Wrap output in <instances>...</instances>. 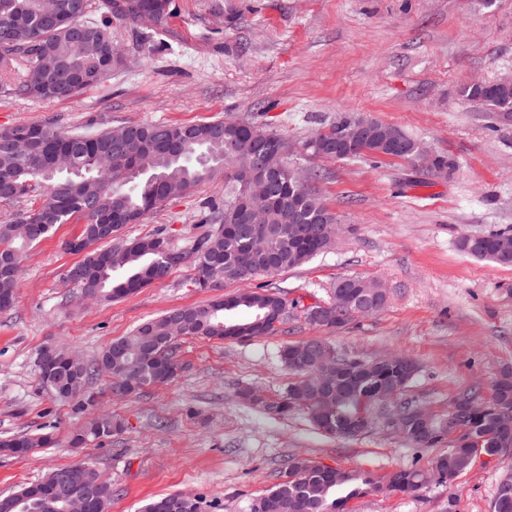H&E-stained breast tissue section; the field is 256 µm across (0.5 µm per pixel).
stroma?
Segmentation results:
<instances>
[{
    "label": "stroma",
    "instance_id": "1",
    "mask_svg": "<svg viewBox=\"0 0 512 512\" xmlns=\"http://www.w3.org/2000/svg\"><path fill=\"white\" fill-rule=\"evenodd\" d=\"M112 41L121 64L76 98L38 101L0 87V128L262 126L290 145L289 166L335 214L336 243L271 280L225 283L227 295L267 282L280 287L288 312L274 335L183 337L173 383L118 397L100 376L87 387L96 407L82 411L40 388L35 361L43 346L92 360L140 323L211 295L196 288L187 263L121 300L83 301L63 278L79 260L63 243L83 223L59 225L29 250L15 304L0 311V440L50 431L58 444L25 457L0 454V496L83 462L111 482L108 512H139L175 491L216 512H253L292 456L378 473L428 467L432 451L411 448L381 424L354 440L330 438L303 413L274 417L238 392L282 398L293 380L282 347L317 337L362 358L412 357L420 372L409 395L438 412L474 382L487 388L512 370V267L458 247L461 236L512 228V120L461 94L470 81L512 74V0H173L151 42L122 24L113 25ZM342 116L394 126L446 157L448 167L439 173L395 157L338 160L303 151ZM211 205H224L223 179L168 200L122 235L160 233L173 248L192 251L210 230L201 215ZM350 275L381 281L385 308L337 331L311 324L307 308L330 304L336 281ZM101 412L120 419L122 432L72 447L71 433ZM511 468L510 460L483 456L452 485L433 483L416 497L354 499L348 512H489Z\"/></svg>",
    "mask_w": 512,
    "mask_h": 512
}]
</instances>
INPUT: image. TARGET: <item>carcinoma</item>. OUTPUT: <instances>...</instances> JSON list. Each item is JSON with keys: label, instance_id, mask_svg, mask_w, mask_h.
Returning <instances> with one entry per match:
<instances>
[{"label": "carcinoma", "instance_id": "obj_1", "mask_svg": "<svg viewBox=\"0 0 512 512\" xmlns=\"http://www.w3.org/2000/svg\"><path fill=\"white\" fill-rule=\"evenodd\" d=\"M60 6L76 5L74 21L84 30L79 45L70 36L35 13L39 0H0V29L11 30L12 40L0 47V81L9 82L17 96L43 101L73 98L98 83L78 75L95 68L99 61L112 59L118 49L112 42V24H137V0H125L127 17L117 15L118 0H105L107 15L90 18L92 0H57ZM50 54L58 68L42 71L41 60ZM464 95L480 102L490 112L512 116V85L472 81ZM347 117L342 116L328 129L308 140L303 148L326 158L350 159L370 154L378 145L365 134H350ZM249 124L213 121L199 124H121L94 134L61 130L52 124H37L41 139L30 154L19 157L16 134L27 124L0 128V202L23 198L34 201L29 208L0 222V292L15 294L26 250L51 235L56 226L72 218L84 220L78 239L89 250L79 264L92 271L77 282L85 293H97L100 301H112L133 294L154 279L169 276L186 263L188 256L170 247L160 235L127 241L121 230L126 216L141 220L167 200L188 194L200 185L224 175L230 194L218 224L193 249V269L203 268L218 288L224 282L281 273L304 264L330 248L337 233L336 217L309 185L298 182L288 162L278 152L279 137L271 135L265 147V165L271 173L267 180L244 179L246 167L258 159L247 135ZM75 153L73 166L56 172L49 180L42 171L52 165L61 151ZM244 195L265 213L266 223L257 225L266 238L267 250L253 249L250 233L229 235L227 224L246 223L245 213L236 207ZM98 224L115 226L114 236L95 238ZM464 253L501 267H512V229L460 238ZM386 289L376 280L345 276L336 280L332 309L337 318L319 320L315 307L306 318L315 325L340 329L351 316L363 309L371 315L385 307ZM240 307L252 311L248 321H238L230 313ZM286 302L280 290L267 285L239 297L215 296L205 306L171 309L164 315L137 326L131 333L113 340L92 362L76 367V376L86 382L98 375L110 377L115 394L125 395L121 380L135 373L140 388L167 385L173 375H163L157 363L176 359L179 336H197L223 340L247 329L257 337L277 331L273 322H283ZM312 353L303 363L291 361L289 347L281 359L295 376L294 382L272 407L286 416L303 409L311 424L328 437L351 440L363 431V421L373 422L377 409L369 398L387 386L400 393L390 403L400 436L420 450L440 448L431 463L446 456L454 463L455 473L438 479L447 483L464 473L475 458H512V430L502 426L501 418L512 416V372L496 378L490 393L483 394L474 385L457 395L443 414H430L422 426L410 417L412 400L407 392L418 369L398 353L390 364L378 359L347 356L322 339L308 340ZM122 429L121 421L102 413L75 431L73 443L110 438ZM55 444L50 432L24 434L0 442V451L12 456L28 454L35 448ZM429 471L417 467L399 468L384 474L366 470L326 467L310 457L289 458L280 481L261 495L253 512H345L346 504L356 498L381 492L393 493L395 485L409 488L415 495L428 486ZM32 485L0 497V512H64L31 494ZM183 499L171 493L150 500L141 512H164L163 505ZM490 512H512V473L499 481Z\"/></svg>", "mask_w": 512, "mask_h": 512}]
</instances>
